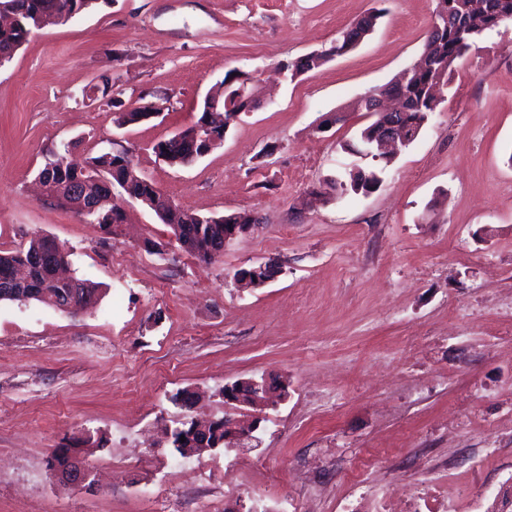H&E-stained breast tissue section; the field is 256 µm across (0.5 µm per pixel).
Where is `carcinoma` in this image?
Here are the masks:
<instances>
[{
    "label": "carcinoma",
    "mask_w": 512,
    "mask_h": 512,
    "mask_svg": "<svg viewBox=\"0 0 512 512\" xmlns=\"http://www.w3.org/2000/svg\"><path fill=\"white\" fill-rule=\"evenodd\" d=\"M69 2L0 0V4L9 6L10 12L16 17L13 26L0 28V57L9 61L34 31L58 20ZM442 12L447 14L448 20L430 26L420 62L403 69L391 82L362 97L354 106V109L366 112L368 104L378 97H398L401 100L400 111L406 113L405 118L396 120L404 147L416 139L422 127L437 111L441 100L436 98L433 90L448 84L453 65L475 47L487 31L512 20V0H437L435 16H440ZM378 18L379 13L372 11L339 31L328 47L288 61V74L296 78L353 50L373 31ZM230 81L231 74L227 73L216 86V92L224 100V115L228 119L249 111L246 103L236 99L234 90L238 88V83L230 86ZM386 122L383 116L375 115L374 121L360 132L357 142L342 145V151L359 155ZM194 133L195 127H187L181 132L182 142L175 143L169 139L165 143H158L155 150L162 155L165 144H171L175 151L172 160L178 166H186L193 162L189 140ZM120 160V156L107 151L87 158L81 165L69 158V147L66 146L62 152L57 149L46 152L39 175L50 180L54 188L73 181L88 182L86 197L96 209L87 211L84 217L110 234L112 227L124 219L121 207L112 202V196L122 195L128 177L123 167L112 172V166ZM94 175L104 177L109 187L104 188L91 182L90 178ZM380 183L377 169H364L356 165L347 171V178L333 180L326 183V186L338 195L350 192L369 194ZM166 225L176 243L203 262L214 260L216 255L213 251L216 246L224 245V221L221 216H205L201 222H190L184 211L176 206L169 210ZM49 251L56 252L62 262L67 258L63 246L50 237L40 235L30 237L14 249L0 250V301L19 302L24 298L49 304V300L61 290V286L54 283L55 268L31 264L33 256ZM25 265L31 266L30 281L21 285L15 282L14 273L17 268Z\"/></svg>",
    "instance_id": "carcinoma-1"
}]
</instances>
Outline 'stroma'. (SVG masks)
<instances>
[{"mask_svg": "<svg viewBox=\"0 0 512 512\" xmlns=\"http://www.w3.org/2000/svg\"><path fill=\"white\" fill-rule=\"evenodd\" d=\"M436 0H104L0 65V249L35 235L100 287L72 315L0 301V512H495L512 493V22L459 62L437 112L371 194L312 198L372 118L349 112L420 56ZM381 11L356 49L294 80L274 63ZM265 99L188 167L154 146L196 123L225 74ZM107 97H84L101 74ZM159 117L117 126V111ZM348 111L343 122L330 116ZM120 145L181 209L258 222L204 263L132 202L104 234L37 197L48 149ZM164 244L165 255L145 240ZM276 260L244 290L236 270ZM282 379L251 449L181 459L164 430L222 418L224 385ZM92 437L96 492L60 486L54 448ZM237 455L243 474L214 481ZM505 508V507H502ZM512 512V506L505 508Z\"/></svg>", "mask_w": 512, "mask_h": 512, "instance_id": "35a3bbf8", "label": "stroma"}]
</instances>
